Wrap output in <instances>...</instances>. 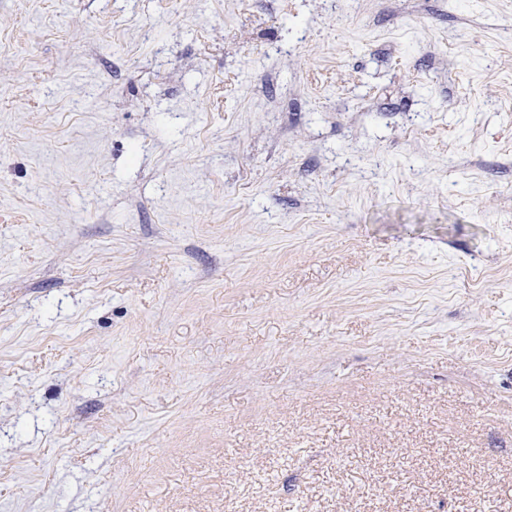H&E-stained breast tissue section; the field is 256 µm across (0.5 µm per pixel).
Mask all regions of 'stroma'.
Returning <instances> with one entry per match:
<instances>
[{"instance_id": "stroma-1", "label": "stroma", "mask_w": 512, "mask_h": 512, "mask_svg": "<svg viewBox=\"0 0 512 512\" xmlns=\"http://www.w3.org/2000/svg\"><path fill=\"white\" fill-rule=\"evenodd\" d=\"M0 512H512V0H0Z\"/></svg>"}]
</instances>
